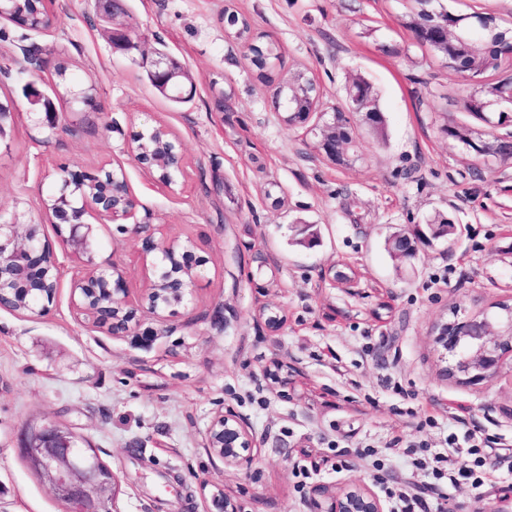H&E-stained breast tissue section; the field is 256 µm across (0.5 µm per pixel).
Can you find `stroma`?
<instances>
[{
    "label": "stroma",
    "instance_id": "1",
    "mask_svg": "<svg viewBox=\"0 0 512 512\" xmlns=\"http://www.w3.org/2000/svg\"><path fill=\"white\" fill-rule=\"evenodd\" d=\"M255 35L277 41L272 84L254 75L251 50L228 39L224 9ZM409 0H124L111 22L94 0H53L45 34L0 22V100L13 120L0 139V219L40 224L62 266L43 317L0 310V512H65L20 449L24 428L72 426L112 469L111 512H213L224 493L241 512H315L319 488L351 483L377 496L399 488L426 512H512V352L476 384L443 372L435 328L454 315L494 316L512 306V157L475 154L448 137L465 126L485 142L506 133L463 109L466 81L419 45L405 22ZM136 29L145 53L178 58L195 86L173 106L138 61L112 48L114 23ZM37 44L46 68L20 73L22 46ZM96 88L94 111L53 94L62 118L37 124L25 83L47 89L54 66ZM305 73L324 107L347 104L369 82L381 131L352 120L354 157L318 153L309 128H290L274 82ZM159 122L187 158L182 185L167 190L135 161L129 136ZM122 172L135 219L163 242L191 241L202 261L187 307L156 318L151 343L92 328L76 308L81 267L43 207L62 170ZM451 219L455 246L423 244L403 262L393 233L434 216ZM311 224L317 243L299 229ZM93 258L120 270L130 300L154 279L158 259L117 225H95ZM284 318L269 331L265 314ZM288 368V384L267 376ZM230 412L253 439L251 468L224 464L207 446L212 420ZM482 443L479 488L438 498L411 465L429 453Z\"/></svg>",
    "mask_w": 512,
    "mask_h": 512
}]
</instances>
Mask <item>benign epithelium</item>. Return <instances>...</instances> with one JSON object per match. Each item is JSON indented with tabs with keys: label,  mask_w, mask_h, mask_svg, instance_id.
<instances>
[{
	"label": "benign epithelium",
	"mask_w": 512,
	"mask_h": 512,
	"mask_svg": "<svg viewBox=\"0 0 512 512\" xmlns=\"http://www.w3.org/2000/svg\"><path fill=\"white\" fill-rule=\"evenodd\" d=\"M113 48L122 53L138 49L129 28L114 33ZM141 64L162 91L175 84L183 85L184 68H175L168 53L157 51L151 58L143 55ZM369 99L367 94H356L349 108L364 123L374 122ZM340 118L336 110L327 111L318 149L334 161L345 162V144L336 141ZM134 157L153 174L155 182L167 188L178 185L179 178L184 176L186 156L175 136L154 156L144 159L136 153ZM86 185L96 190L87 192ZM44 207L59 237L72 247L85 267L84 274L74 281V290L78 291L77 308L89 324L115 336L136 329L140 309L153 314L177 312L176 306L166 299L184 302L197 275L199 260L189 247L161 244L151 224H124L134 216L136 208L124 176L105 167L95 174L68 171L61 177L57 194L45 200ZM95 223L119 224L138 239L142 254L161 253L163 270L149 284L140 305L127 300L125 280L114 266L93 264L90 244ZM61 277V266L43 236L42 225L0 222L1 310H14L16 299L27 296L31 299V316L45 315L55 299ZM435 343L453 357L446 373L461 383L474 384L497 371L504 350L512 351V322L509 336H493L488 316H468L441 324ZM79 443L80 436L71 427L49 421L24 431L21 451L30 470L48 483L55 497L67 506V512H110L108 492L116 485V477L95 453ZM207 447L227 465L247 468L253 462L252 437L233 415H220L212 421ZM326 512H383V506L366 485L351 483L330 498Z\"/></svg>",
	"instance_id": "1"
}]
</instances>
